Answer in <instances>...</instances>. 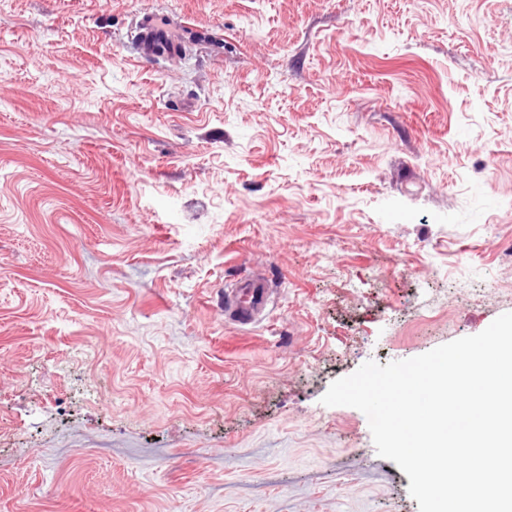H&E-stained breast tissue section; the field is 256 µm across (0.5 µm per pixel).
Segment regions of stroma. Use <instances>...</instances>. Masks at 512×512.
Returning a JSON list of instances; mask_svg holds the SVG:
<instances>
[{"label":"stroma","mask_w":512,"mask_h":512,"mask_svg":"<svg viewBox=\"0 0 512 512\" xmlns=\"http://www.w3.org/2000/svg\"><path fill=\"white\" fill-rule=\"evenodd\" d=\"M509 247L512 0H0V512H419L320 399ZM138 41L143 57H150L161 49L168 50L166 41L149 21H144L138 32ZM270 296L263 274L231 282L224 288V319L240 327L251 326L267 309Z\"/></svg>","instance_id":"obj_1"}]
</instances>
